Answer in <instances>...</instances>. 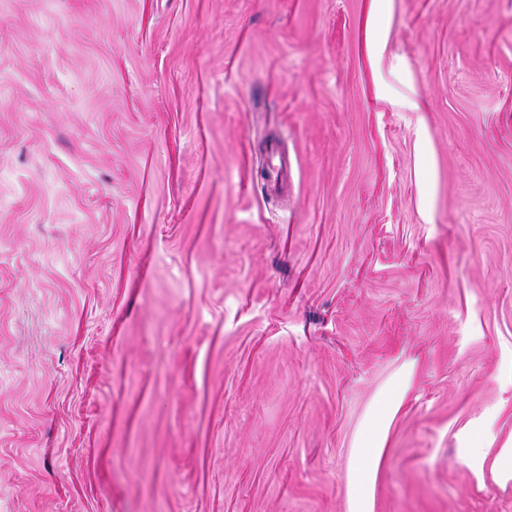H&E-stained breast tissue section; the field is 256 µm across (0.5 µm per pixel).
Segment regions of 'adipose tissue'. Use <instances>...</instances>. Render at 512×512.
<instances>
[{
  "instance_id": "obj_1",
  "label": "adipose tissue",
  "mask_w": 512,
  "mask_h": 512,
  "mask_svg": "<svg viewBox=\"0 0 512 512\" xmlns=\"http://www.w3.org/2000/svg\"><path fill=\"white\" fill-rule=\"evenodd\" d=\"M407 391L406 376L389 387L378 402L372 426L364 435L348 481L349 512H373V481L383 457L388 426Z\"/></svg>"
}]
</instances>
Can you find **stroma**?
Segmentation results:
<instances>
[{
	"instance_id": "1",
	"label": "stroma",
	"mask_w": 512,
	"mask_h": 512,
	"mask_svg": "<svg viewBox=\"0 0 512 512\" xmlns=\"http://www.w3.org/2000/svg\"><path fill=\"white\" fill-rule=\"evenodd\" d=\"M407 366L373 512H512V0H0V512H349ZM270 170L268 174L267 187L273 193L288 191V161L281 158L274 146L270 147ZM277 160V163H273ZM407 373H402L378 402L372 426L361 441L348 481L349 512H373V481L383 457L390 420L407 391Z\"/></svg>"
}]
</instances>
